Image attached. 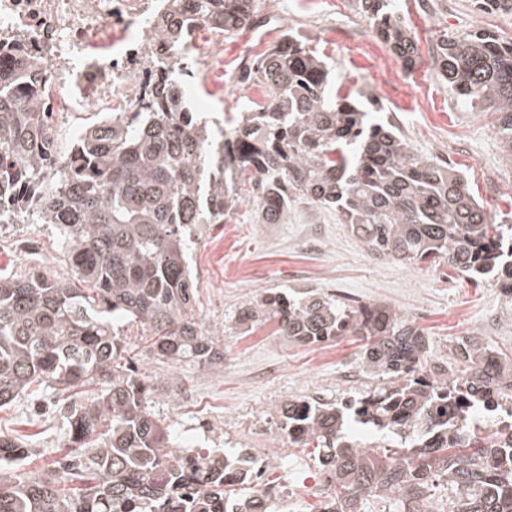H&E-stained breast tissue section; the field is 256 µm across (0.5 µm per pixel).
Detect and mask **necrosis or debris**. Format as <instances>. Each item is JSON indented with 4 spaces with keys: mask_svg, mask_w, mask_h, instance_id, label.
Segmentation results:
<instances>
[{
    "mask_svg": "<svg viewBox=\"0 0 512 512\" xmlns=\"http://www.w3.org/2000/svg\"><path fill=\"white\" fill-rule=\"evenodd\" d=\"M165 8L166 0H0V74L14 75L23 59L44 62L38 92L53 124L71 112L121 118L140 111L168 71L194 95L195 43L166 44L150 30ZM250 456L259 472L249 485L257 512H295L307 485L293 476L280 485L261 477L287 458L286 449L255 448Z\"/></svg>",
    "mask_w": 512,
    "mask_h": 512,
    "instance_id": "necrosis-or-debris-1",
    "label": "necrosis or debris"
}]
</instances>
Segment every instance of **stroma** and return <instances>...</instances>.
Masks as SVG:
<instances>
[{"instance_id":"stroma-1","label":"stroma","mask_w":512,"mask_h":512,"mask_svg":"<svg viewBox=\"0 0 512 512\" xmlns=\"http://www.w3.org/2000/svg\"><path fill=\"white\" fill-rule=\"evenodd\" d=\"M258 7L256 25L223 45L199 34L212 61L203 73L211 90L196 98L197 111L231 118L244 102L263 101V87L240 82L235 69L286 32L300 33L328 59L344 91L378 100V120L397 126L416 153L463 171L487 216L512 223V164L503 158L496 118L457 100L435 63L440 30H485L509 40L512 14L478 12L472 0H396L417 39L418 59L408 70L356 13L352 0H325L316 18L302 0H258ZM252 189L248 179H238L236 207L223 223L202 225L191 245L196 313L205 329L222 339L223 364L208 369L162 363L143 352V330L123 332L140 351L139 371L156 381L148 402L170 424L177 447L276 448L286 438L277 414L281 405L292 399L336 400L375 386L362 366L357 337L301 346L279 335L273 320L239 330L235 315L242 304L270 289L317 288L350 304L391 307L429 336L439 363L450 358L462 336L481 337L512 355V311L493 283L465 278L445 264H402L374 254L350 225L315 206L296 205L283 224L255 223ZM34 270L75 278L56 229L22 213L0 224V274L25 276ZM48 421L60 423V413H39L26 398L0 410L1 432L30 436L44 449L30 465L34 471L54 459L51 442L41 433Z\"/></svg>"}]
</instances>
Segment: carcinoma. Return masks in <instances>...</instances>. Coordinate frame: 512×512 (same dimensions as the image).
<instances>
[{
	"label": "carcinoma",
	"mask_w": 512,
	"mask_h": 512,
	"mask_svg": "<svg viewBox=\"0 0 512 512\" xmlns=\"http://www.w3.org/2000/svg\"><path fill=\"white\" fill-rule=\"evenodd\" d=\"M169 0L156 37L177 44L205 26L232 37L257 0ZM512 14V0H474ZM398 58L414 67L412 30L393 0H354ZM436 65L462 103L498 115L512 161V40L486 31L439 35ZM46 73L24 62L0 77V211H32L58 230L88 288L35 271L0 277V408L34 393L66 397L58 440L68 451L25 470L39 449L0 433V512H210L241 493L248 474L226 478L224 458L171 450L170 425L151 412L152 380L131 362L122 327L149 331L160 362L215 368L221 342L195 313L188 241L199 224H222L246 173L256 220L283 224L307 202L333 211L372 250L408 264L442 259L490 279L512 303V224H494L464 174L417 154L382 107L334 89L328 64L288 32L254 58L245 79L265 103L226 120L224 141L195 112L182 83L164 77L154 104L98 120L70 142L49 130L35 95ZM263 315L303 345L342 336L366 341L362 363L379 385L336 401L296 399L278 409L294 444L314 445L334 493L322 512H512V424L486 416L512 401V358L477 336L459 338L448 363L393 309L351 305L313 289L271 290L242 306L238 325Z\"/></svg>",
	"instance_id": "1"
}]
</instances>
